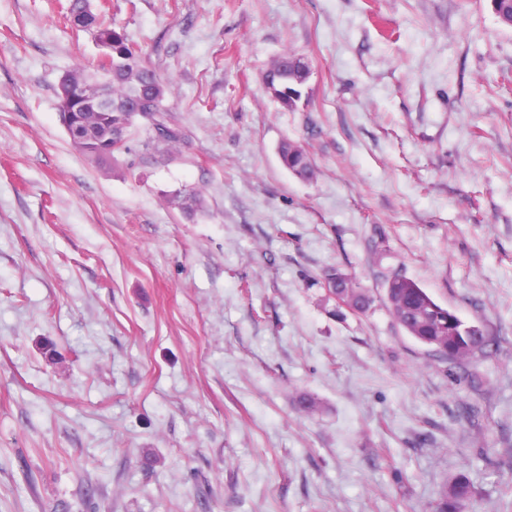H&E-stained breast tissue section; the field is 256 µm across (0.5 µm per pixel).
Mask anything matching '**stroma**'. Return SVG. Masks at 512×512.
I'll return each instance as SVG.
<instances>
[{"mask_svg":"<svg viewBox=\"0 0 512 512\" xmlns=\"http://www.w3.org/2000/svg\"><path fill=\"white\" fill-rule=\"evenodd\" d=\"M68 5L0 0V512H424L460 473L501 512L512 27L490 0H110L182 138L146 152L138 121L107 165L58 120L60 75L100 53ZM286 52L310 65L293 111L264 79ZM193 187L205 214L174 202ZM395 271L495 347L434 356L382 300ZM280 156L284 166L294 175L307 180L313 177V165L302 146L285 141L280 146ZM326 279L332 284L335 295L348 306L355 307L359 313H367L374 303V297L362 288L355 277L339 270L328 271Z\"/></svg>","mask_w":512,"mask_h":512,"instance_id":"1","label":"stroma"}]
</instances>
